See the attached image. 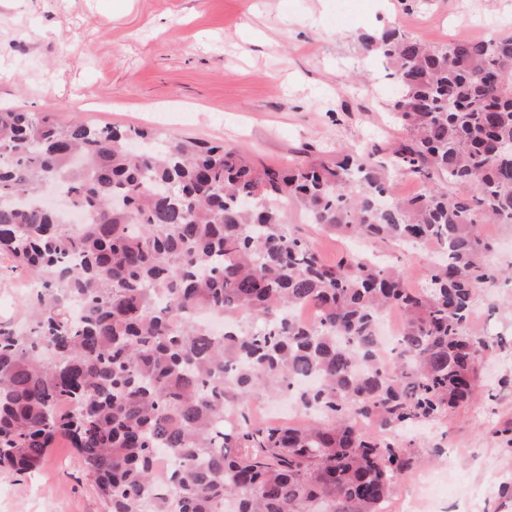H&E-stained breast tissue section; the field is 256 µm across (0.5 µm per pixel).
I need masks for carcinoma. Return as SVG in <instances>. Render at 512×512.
I'll use <instances>...</instances> for the list:
<instances>
[{"label": "carcinoma", "mask_w": 512, "mask_h": 512, "mask_svg": "<svg viewBox=\"0 0 512 512\" xmlns=\"http://www.w3.org/2000/svg\"><path fill=\"white\" fill-rule=\"evenodd\" d=\"M358 42L394 89L417 199H389L375 148L275 168L222 142L0 109V252L38 288L21 324H0V467L36 469L62 437L108 512L170 497L178 512H382L416 463L391 432L469 402L495 346L470 324L498 281L476 224L512 225V35L431 45L387 26ZM47 181L84 223L44 206ZM293 211L441 259L418 287L365 255L328 265ZM308 303L314 326L291 316ZM390 306L404 330L382 364ZM192 309L223 313L224 335ZM280 393L309 420L255 423L251 399Z\"/></svg>", "instance_id": "obj_1"}]
</instances>
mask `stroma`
Returning a JSON list of instances; mask_svg holds the SVG:
<instances>
[{
	"instance_id": "35a3bbf8",
	"label": "stroma",
	"mask_w": 512,
	"mask_h": 512,
	"mask_svg": "<svg viewBox=\"0 0 512 512\" xmlns=\"http://www.w3.org/2000/svg\"><path fill=\"white\" fill-rule=\"evenodd\" d=\"M0 0V107L66 123L152 128L221 140L269 166L345 145L405 140L380 64L358 36L397 18L433 44L512 34V0ZM291 221L333 264L367 253L421 283L427 252L348 240ZM504 338L481 355V390L410 431L429 512H512V282L478 296L470 326ZM0 512H106L75 453L58 440L42 466L0 469Z\"/></svg>"
}]
</instances>
